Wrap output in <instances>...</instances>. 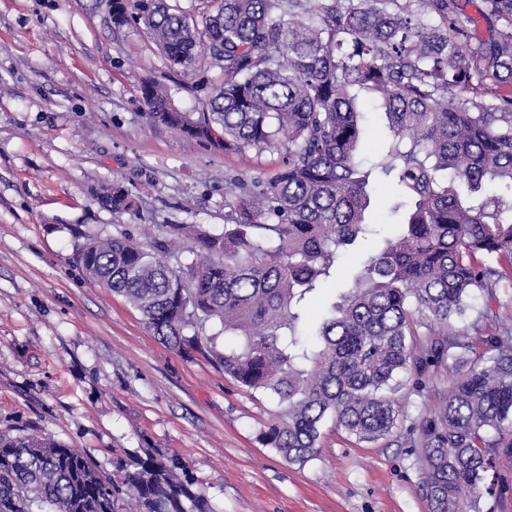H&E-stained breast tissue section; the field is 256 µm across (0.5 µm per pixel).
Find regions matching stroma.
I'll return each instance as SVG.
<instances>
[{
    "label": "stroma",
    "instance_id": "obj_1",
    "mask_svg": "<svg viewBox=\"0 0 512 512\" xmlns=\"http://www.w3.org/2000/svg\"><path fill=\"white\" fill-rule=\"evenodd\" d=\"M218 76L170 70L144 27L89 0H0V433L52 437L106 475L129 452L178 454L214 512H427L404 430L359 442L328 423L317 457L289 463L259 440L275 399L162 344L75 261L89 237L222 230L230 180L274 173L280 153L147 122L140 78L197 112ZM113 182L136 213L102 206Z\"/></svg>",
    "mask_w": 512,
    "mask_h": 512
}]
</instances>
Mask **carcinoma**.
Segmentation results:
<instances>
[{
	"label": "carcinoma",
	"mask_w": 512,
	"mask_h": 512,
	"mask_svg": "<svg viewBox=\"0 0 512 512\" xmlns=\"http://www.w3.org/2000/svg\"><path fill=\"white\" fill-rule=\"evenodd\" d=\"M91 0L112 6V25L134 21L172 69L207 60L220 70L202 111L180 109L144 79L146 118L226 154L279 152L269 176L233 179L224 230L165 224L145 245L131 234L91 237L76 250L84 275L138 310L168 346L199 352L282 410L260 441L290 463L318 454L325 420L359 441L404 422L394 393L430 390L450 373L438 409L410 421L408 453L422 465L428 512H482L504 502L512 460V324L473 336L455 321L470 300L496 314V288H512V0H483L498 25L483 39L458 0ZM496 102L478 98L485 80ZM384 114L382 152L363 168V114ZM391 177L397 226L354 284L331 302L342 249L371 232L373 174ZM115 213L135 211L120 183L102 188ZM187 249L173 267L166 255ZM219 334L187 336L197 321ZM213 512L182 458L149 450L101 474L75 448L42 435H0V512Z\"/></svg>",
	"instance_id": "cac0c4a2"
}]
</instances>
